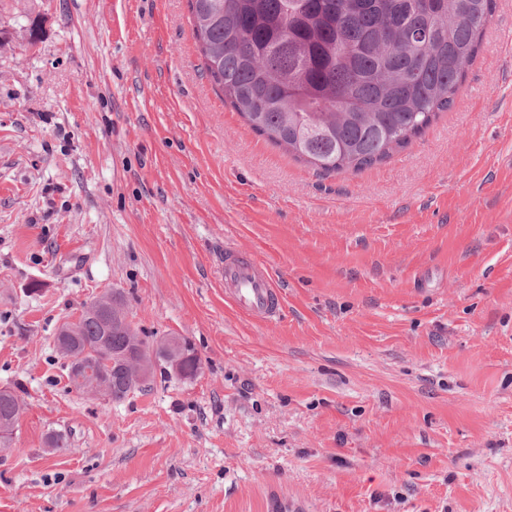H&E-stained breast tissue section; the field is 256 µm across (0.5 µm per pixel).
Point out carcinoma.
<instances>
[{"instance_id": "1", "label": "carcinoma", "mask_w": 512, "mask_h": 512, "mask_svg": "<svg viewBox=\"0 0 512 512\" xmlns=\"http://www.w3.org/2000/svg\"><path fill=\"white\" fill-rule=\"evenodd\" d=\"M448 20V0H188L204 73L250 128L330 174L359 172L421 136L454 103L496 0ZM67 344L102 366L122 321L83 312ZM120 370L109 400L127 399ZM23 404L0 395V447Z\"/></svg>"}]
</instances>
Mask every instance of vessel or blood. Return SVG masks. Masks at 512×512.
<instances>
[{"mask_svg":"<svg viewBox=\"0 0 512 512\" xmlns=\"http://www.w3.org/2000/svg\"><path fill=\"white\" fill-rule=\"evenodd\" d=\"M224 292L240 311L262 321L275 319L282 308L268 267L231 248L224 251Z\"/></svg>","mask_w":512,"mask_h":512,"instance_id":"1","label":"vessel or blood"}]
</instances>
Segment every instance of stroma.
Wrapping results in <instances>:
<instances>
[{"label": "stroma", "mask_w": 512, "mask_h": 512, "mask_svg": "<svg viewBox=\"0 0 512 512\" xmlns=\"http://www.w3.org/2000/svg\"><path fill=\"white\" fill-rule=\"evenodd\" d=\"M510 35L498 0L452 108L323 175L214 90L188 0H0V512H512ZM112 291L199 374L72 388L56 330ZM224 293L242 312L262 321H272L282 308L279 287L268 267L224 249ZM20 397L12 392L0 395V447L9 448L13 441L15 426L22 412Z\"/></svg>", "instance_id": "1"}]
</instances>
